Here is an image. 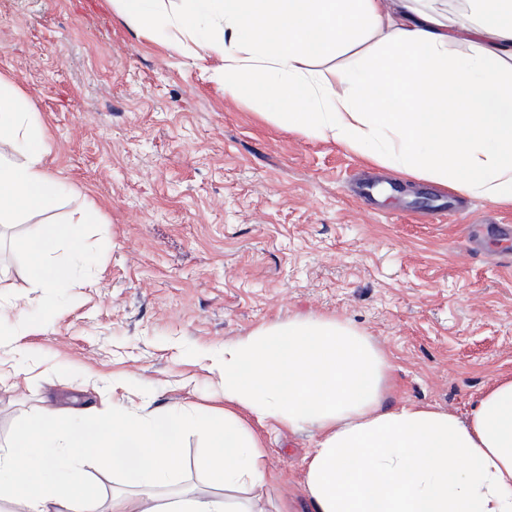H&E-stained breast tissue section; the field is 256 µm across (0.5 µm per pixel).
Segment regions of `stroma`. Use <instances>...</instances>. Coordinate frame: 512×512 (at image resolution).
Returning a JSON list of instances; mask_svg holds the SVG:
<instances>
[{"label": "stroma", "instance_id": "stroma-1", "mask_svg": "<svg viewBox=\"0 0 512 512\" xmlns=\"http://www.w3.org/2000/svg\"><path fill=\"white\" fill-rule=\"evenodd\" d=\"M163 41L135 35L106 0H0V74L44 125L48 171L70 192L0 241V314L20 312L18 356L0 346V444L42 409L89 424L181 406L224 410L212 358L226 341L292 317H340L391 357L408 401L466 416L512 374V265L498 225L512 208L463 196L468 212L426 217L449 187L380 167L332 140L228 103L212 77ZM79 280L37 288L16 247L86 202ZM490 226L469 243L466 226ZM259 432L272 478L265 512H313L303 491L308 431ZM176 486L219 485L193 469Z\"/></svg>", "mask_w": 512, "mask_h": 512}]
</instances>
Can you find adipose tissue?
Returning <instances> with one entry per match:
<instances>
[{
    "label": "adipose tissue",
    "instance_id": "ef3b65f1",
    "mask_svg": "<svg viewBox=\"0 0 512 512\" xmlns=\"http://www.w3.org/2000/svg\"><path fill=\"white\" fill-rule=\"evenodd\" d=\"M140 35L164 30L194 59H215L224 95L273 108L307 136L377 164L512 206V0H111ZM0 223L51 209L61 181L45 166L40 122L0 76ZM92 205L17 242L38 287L70 283L51 244L77 243ZM388 354L333 317H297L225 342L224 415H131L106 426L55 409L0 448V500L15 512H259L270 475L255 424L312 428L303 489L314 512H512V376L498 377L464 417L408 402L383 406ZM207 451L196 468L223 488L167 495L187 433ZM94 458L129 491L109 504L83 481Z\"/></svg>",
    "mask_w": 512,
    "mask_h": 512
}]
</instances>
